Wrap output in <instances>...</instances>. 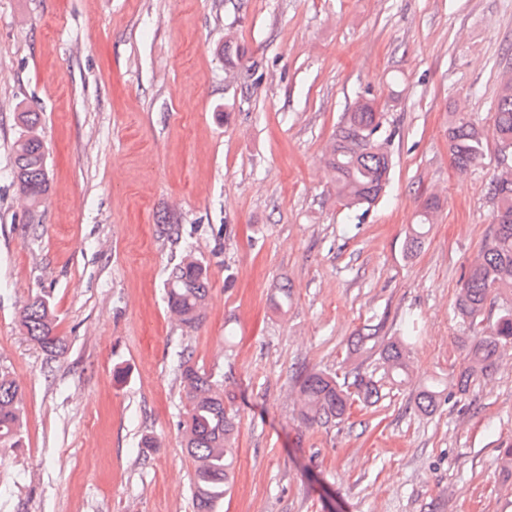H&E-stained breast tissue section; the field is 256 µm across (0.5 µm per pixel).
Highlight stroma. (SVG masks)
I'll use <instances>...</instances> for the list:
<instances>
[{"label":"stroma","mask_w":512,"mask_h":512,"mask_svg":"<svg viewBox=\"0 0 512 512\" xmlns=\"http://www.w3.org/2000/svg\"><path fill=\"white\" fill-rule=\"evenodd\" d=\"M506 70L512 0H0V369L24 397L0 512H193L185 347L239 419L221 512H512V351L469 394L415 407L420 384L464 362L474 330L454 304L503 163L491 139L454 166L449 120L490 128ZM363 96L394 136L387 194L361 214L323 157ZM21 106L41 115L36 208L10 180ZM429 198L434 224L407 253ZM188 250L210 282L192 330L164 288ZM37 296L64 354L18 325ZM411 322L412 385L338 424L302 419L299 371L371 368L368 353L346 361L351 337Z\"/></svg>","instance_id":"stroma-1"}]
</instances>
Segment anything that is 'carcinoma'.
Wrapping results in <instances>:
<instances>
[{
  "label": "carcinoma",
  "mask_w": 512,
  "mask_h": 512,
  "mask_svg": "<svg viewBox=\"0 0 512 512\" xmlns=\"http://www.w3.org/2000/svg\"><path fill=\"white\" fill-rule=\"evenodd\" d=\"M492 135L503 149L512 150V80H503L492 115ZM17 120L25 129L14 144L11 162L13 181L34 207L48 192V173L43 144L37 130L40 113L24 109ZM390 135L386 134L383 113L375 100L365 99L344 113L335 140L324 161L336 183V198L346 208L370 207L383 197L389 184ZM449 149L455 165L467 168L484 153L487 132L465 116L456 117L448 127ZM496 203L490 233L482 240L480 259L470 265L457 291L455 315L479 328L465 355V366L455 380L456 392L469 393L477 381L494 371L501 355L512 349V168L501 170L489 184ZM439 202H424L419 222L409 227L405 246L409 253L421 248ZM167 304L180 322L194 329L203 318L209 292L207 269L192 256L184 257L169 271L166 280ZM501 301L494 321L488 306ZM56 315L50 303L36 297L19 316L22 330L50 353L64 352L63 340L55 334ZM373 333H362L351 342L347 356L370 352ZM411 337L399 336L380 346L375 368L356 367L338 377L323 371L298 375L301 415L307 422L343 420L354 405L376 404L385 389L400 388L411 381ZM181 384L186 400L177 427L181 447L193 464L191 495L194 512H220L224 494L234 475L236 414L226 407L224 389L208 373L192 363L191 353L179 351ZM443 396L436 384L423 386L416 407L429 414ZM21 391L10 375L0 370V447L16 448L22 430Z\"/></svg>",
  "instance_id": "obj_1"
}]
</instances>
